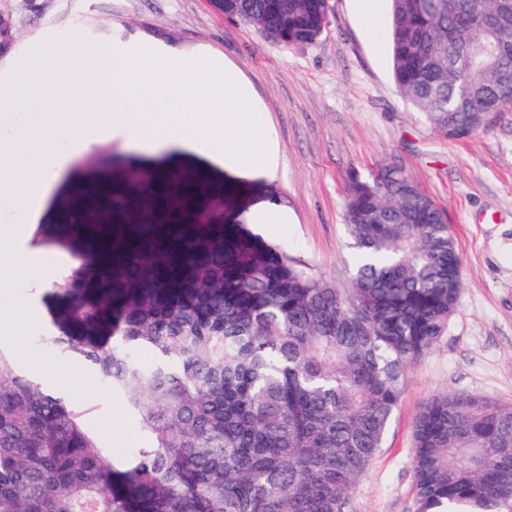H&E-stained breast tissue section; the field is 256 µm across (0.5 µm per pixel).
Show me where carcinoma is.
Here are the masks:
<instances>
[{"label": "carcinoma", "instance_id": "carcinoma-1", "mask_svg": "<svg viewBox=\"0 0 512 512\" xmlns=\"http://www.w3.org/2000/svg\"><path fill=\"white\" fill-rule=\"evenodd\" d=\"M213 6L288 46L328 20L324 0ZM387 37L399 93L448 138L501 111L512 0H392ZM242 195L197 162L124 161L55 199L37 237L74 264L44 294L48 343L92 368L146 443L108 463L81 413L0 350V512H348L408 370L447 333L459 253L394 166L350 179V288L224 223ZM412 470L414 512H512V404L430 396Z\"/></svg>", "mask_w": 512, "mask_h": 512}]
</instances>
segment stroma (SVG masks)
<instances>
[{
  "instance_id": "obj_1",
  "label": "stroma",
  "mask_w": 512,
  "mask_h": 512,
  "mask_svg": "<svg viewBox=\"0 0 512 512\" xmlns=\"http://www.w3.org/2000/svg\"><path fill=\"white\" fill-rule=\"evenodd\" d=\"M108 42L126 50L156 44L186 56L207 54L234 69L251 90L263 135L277 151L271 182L281 196L284 224L258 231L287 251L294 265L336 287L352 276L347 194L351 176L400 168L447 217L462 266L464 288L440 342L408 373L385 444L352 490L349 512H412V425L432 394L452 392L512 403V106L487 129L451 140L400 95L390 45L368 30L355 0H330L329 21L317 41L285 46L260 28L225 18L210 0H0V72L48 41ZM47 182L53 200L73 173L90 162L133 155L165 156L123 139L71 154ZM46 211L13 212L8 225L25 228L22 243L43 269L13 280V249L0 246V350L83 414L107 460L142 447L144 437L124 403L85 364L57 356L42 297L65 274L61 250L34 243Z\"/></svg>"
}]
</instances>
